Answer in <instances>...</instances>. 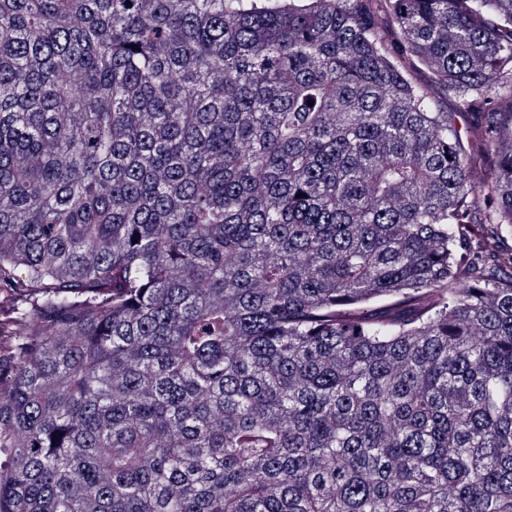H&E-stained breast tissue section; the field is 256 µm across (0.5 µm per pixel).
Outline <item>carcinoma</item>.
Returning <instances> with one entry per match:
<instances>
[{"instance_id":"1","label":"carcinoma","mask_w":512,"mask_h":512,"mask_svg":"<svg viewBox=\"0 0 512 512\" xmlns=\"http://www.w3.org/2000/svg\"><path fill=\"white\" fill-rule=\"evenodd\" d=\"M509 234L512 0H0V512H512Z\"/></svg>"}]
</instances>
